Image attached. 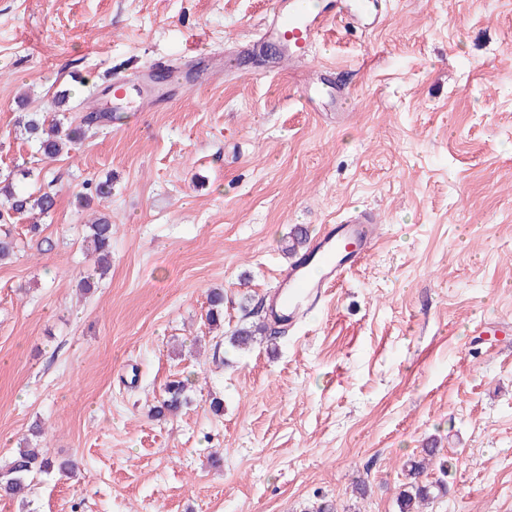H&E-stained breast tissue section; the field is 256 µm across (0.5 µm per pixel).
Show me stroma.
Segmentation results:
<instances>
[{"mask_svg": "<svg viewBox=\"0 0 512 512\" xmlns=\"http://www.w3.org/2000/svg\"><path fill=\"white\" fill-rule=\"evenodd\" d=\"M374 29L316 42L343 96L304 107L305 67L241 51L272 0H0V177L55 194L0 263V457L78 459L38 476L31 512H398L402 467L437 440L452 466L426 512H512V0H381ZM224 73L44 159L15 120L75 118L101 80L137 98L148 65L209 51ZM112 195L79 204L88 185ZM379 239L301 327L259 321L295 228L351 210ZM116 226L89 292L91 216ZM224 324L209 328V289ZM189 402L155 417L165 384ZM221 399L214 412L212 399ZM268 326L264 322L252 323L251 325L241 326L235 329L231 334L233 344L240 347H247L254 342L266 338Z\"/></svg>", "mask_w": 512, "mask_h": 512, "instance_id": "35a3bbf8", "label": "stroma"}]
</instances>
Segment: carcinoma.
Segmentation results:
<instances>
[{"label": "carcinoma", "mask_w": 512, "mask_h": 512, "mask_svg": "<svg viewBox=\"0 0 512 512\" xmlns=\"http://www.w3.org/2000/svg\"><path fill=\"white\" fill-rule=\"evenodd\" d=\"M16 124L26 138L38 146V151L46 159H54L63 149L77 143L84 135L83 128L92 126H109L112 124V113L89 112L81 116L80 123L61 130L55 124L47 123L41 112H24L18 116ZM56 206L55 195L43 192L38 195L16 190L9 179L0 180V261L9 259L17 248V240L12 231L5 228L15 215H28L38 212L49 214ZM86 239L98 253V269L92 275L80 281V287L89 290L94 276L106 274L112 249L114 224L109 218L102 216L94 223L87 225ZM209 308L206 314L208 324L214 325L223 317L224 292L220 289L208 295ZM268 326L264 322L253 323L235 329L231 334L233 344L247 347L257 340L266 337ZM186 384L182 380H171L165 385L166 397L156 407L159 416H174L187 403ZM420 459L408 461V481L402 485L396 502L399 512H421L422 506L434 495V490L441 485L424 484L420 477L427 471L428 464L436 457L438 449L430 446L422 449ZM76 465L71 460L59 463L45 458L34 448H18L6 460L0 462V497H9L21 502L26 501L32 482L42 473L57 470L61 475L70 477L75 473Z\"/></svg>", "instance_id": "1"}]
</instances>
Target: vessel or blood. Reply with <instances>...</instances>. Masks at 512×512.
<instances>
[{"instance_id":"obj_1","label":"vessel or blood","mask_w":512,"mask_h":512,"mask_svg":"<svg viewBox=\"0 0 512 512\" xmlns=\"http://www.w3.org/2000/svg\"><path fill=\"white\" fill-rule=\"evenodd\" d=\"M345 13L373 27L384 22L378 0H333L329 8L318 12L307 9L303 0H273L270 13L248 46L253 49L274 39L283 45L287 58L307 59L311 46L329 23ZM223 70L222 62L211 56L200 60L191 72L173 69L169 89L152 91L147 104L153 107L166 102L179 89L203 87ZM375 243V228L369 214L359 212L324 225L304 253L280 273L278 285L269 299L270 317L292 325L299 323L323 300L329 288L343 278L347 264L362 262Z\"/></svg>"}]
</instances>
